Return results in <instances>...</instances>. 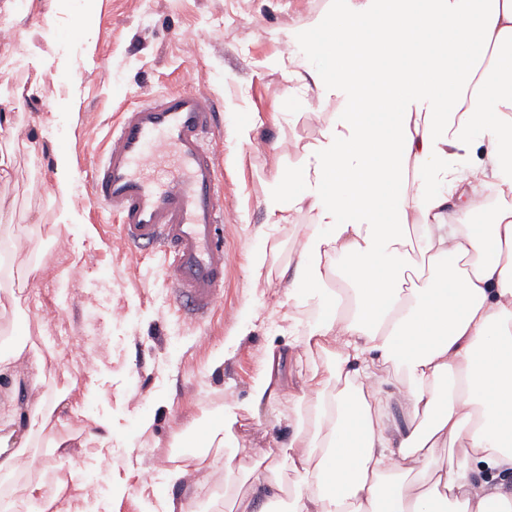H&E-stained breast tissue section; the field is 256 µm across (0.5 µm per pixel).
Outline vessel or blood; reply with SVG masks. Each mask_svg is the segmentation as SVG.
<instances>
[{
	"mask_svg": "<svg viewBox=\"0 0 512 512\" xmlns=\"http://www.w3.org/2000/svg\"><path fill=\"white\" fill-rule=\"evenodd\" d=\"M218 109L191 87L128 107L107 148L88 163L92 195L143 255L163 252L160 272L179 315L202 319L224 295V206L202 144Z\"/></svg>",
	"mask_w": 512,
	"mask_h": 512,
	"instance_id": "1",
	"label": "vessel or blood"
}]
</instances>
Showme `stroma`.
<instances>
[{"label":"stroma","mask_w":512,"mask_h":512,"mask_svg":"<svg viewBox=\"0 0 512 512\" xmlns=\"http://www.w3.org/2000/svg\"><path fill=\"white\" fill-rule=\"evenodd\" d=\"M82 8L83 0H0V28L16 34L0 42V113L13 128L0 133V235L13 244L12 275L0 280V291L16 297L0 315V331L21 344L47 340L60 351L83 343L97 353L90 368L75 358L47 361L39 390L51 400L64 393L51 424L71 440L54 457L46 437L36 438L30 477L49 495L57 469L87 482L105 448L112 470L87 512H164L185 486L155 473V458L170 454L191 423L219 417L227 399L247 403L268 346L287 354L284 397L234 425L239 470L252 466L251 449L287 442L307 410L305 382L328 361L295 346L294 325L309 323L317 303L289 298L280 278L311 217L303 212L268 225L263 198L275 175L302 168L340 109L310 90L287 92V35L312 30L335 12L336 0H96L85 22ZM189 71L220 111L204 142L224 193L230 259L223 299L198 322L178 316L158 256L134 255L116 217L93 199L87 170L124 108L184 88ZM242 124L254 127L251 143L235 135ZM58 152L67 155L74 181L67 197L57 190ZM40 239L46 248L32 274L30 252ZM261 249L267 265L257 278L251 257ZM48 306L66 308L67 321L45 322ZM246 311L253 329L242 337ZM232 338L236 346L215 365ZM97 422L110 427L106 442L87 438Z\"/></svg>","instance_id":"obj_1"}]
</instances>
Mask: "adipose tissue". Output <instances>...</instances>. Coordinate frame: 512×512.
<instances>
[{"instance_id":"1","label":"adipose tissue","mask_w":512,"mask_h":512,"mask_svg":"<svg viewBox=\"0 0 512 512\" xmlns=\"http://www.w3.org/2000/svg\"><path fill=\"white\" fill-rule=\"evenodd\" d=\"M339 0L299 38L293 76L342 107L302 170L278 175L268 221L308 213L289 287L319 301L296 340L335 349L317 380L311 434L287 445L292 483L272 451L237 474L232 427L241 408L277 401L267 349L247 406L225 404L203 448L168 468L203 471L223 448L224 487L237 512H512V206L472 230L482 185L512 197V0ZM357 273L332 289L336 258ZM402 381L387 388V369ZM409 406L405 426L388 418ZM50 415L43 401L0 407V476Z\"/></svg>"}]
</instances>
